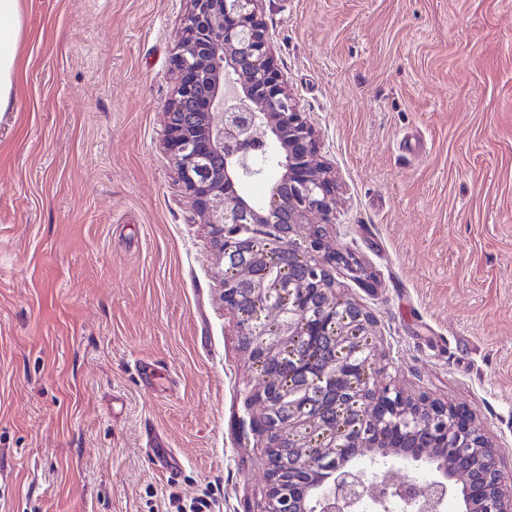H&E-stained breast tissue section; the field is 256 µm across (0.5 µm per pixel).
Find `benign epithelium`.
I'll use <instances>...</instances> for the list:
<instances>
[{
	"label": "benign epithelium",
	"mask_w": 512,
	"mask_h": 512,
	"mask_svg": "<svg viewBox=\"0 0 512 512\" xmlns=\"http://www.w3.org/2000/svg\"><path fill=\"white\" fill-rule=\"evenodd\" d=\"M264 0H185L165 104L163 148L183 193L208 228L224 307L260 370L245 387L251 425L266 440V512H512V488L495 445L465 407L416 399L376 383L371 314L347 297L333 269L363 285L354 258L326 252L311 224L336 223L340 183L321 159L320 136L279 71L263 21ZM279 175L266 200L242 187L266 176L267 146ZM392 467L436 463L421 493L407 480L367 477L353 460Z\"/></svg>",
	"instance_id": "1"
}]
</instances>
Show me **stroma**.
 <instances>
[{"label": "stroma", "instance_id": "obj_1", "mask_svg": "<svg viewBox=\"0 0 512 512\" xmlns=\"http://www.w3.org/2000/svg\"><path fill=\"white\" fill-rule=\"evenodd\" d=\"M0 111V512H264L259 375L162 148L183 0H21ZM341 185L380 383L468 407L512 478V0H265ZM154 369L143 382L140 364ZM177 459L156 466L147 435Z\"/></svg>", "mask_w": 512, "mask_h": 512}]
</instances>
